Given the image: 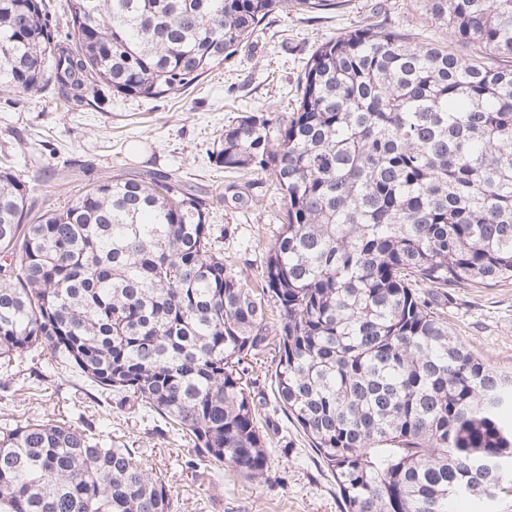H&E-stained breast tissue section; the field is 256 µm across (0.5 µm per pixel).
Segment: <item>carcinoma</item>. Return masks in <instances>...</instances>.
Masks as SVG:
<instances>
[{"label": "carcinoma", "instance_id": "cac0c4a2", "mask_svg": "<svg viewBox=\"0 0 512 512\" xmlns=\"http://www.w3.org/2000/svg\"><path fill=\"white\" fill-rule=\"evenodd\" d=\"M457 49L368 22L312 51L296 107L247 112L214 165L272 179L286 223L261 292L224 264L208 192L116 174L29 218L41 184L0 166V369L41 350L157 414L203 460L266 476L245 369L277 341L275 399L335 481L343 512H448L512 491V377L435 303L512 281V0H412ZM339 0H0V84L185 91L275 10ZM279 309L265 318L264 301ZM0 512H171L132 448L66 422L0 427Z\"/></svg>", "mask_w": 512, "mask_h": 512}]
</instances>
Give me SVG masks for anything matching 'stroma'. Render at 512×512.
Here are the masks:
<instances>
[{
    "instance_id": "1",
    "label": "stroma",
    "mask_w": 512,
    "mask_h": 512,
    "mask_svg": "<svg viewBox=\"0 0 512 512\" xmlns=\"http://www.w3.org/2000/svg\"><path fill=\"white\" fill-rule=\"evenodd\" d=\"M447 45L441 29L417 13L411 0H347L321 14L289 8L271 14L251 47L243 49L196 86L165 98L131 99L103 90L97 104L67 105L54 85L22 94L0 86V150L16 175L45 180V208L70 204L76 182L56 178L64 162L87 165V178L139 170L174 173L206 185L214 202L209 222L228 267L255 284L268 247L285 222L278 194L259 184L247 205L225 202L233 176L211 159L225 127L249 111L288 115L298 74L315 46L367 22ZM448 325L486 366L512 374V284L448 291ZM275 350L247 360L250 389L265 397L264 429L272 438L271 468L249 481L231 467L217 470L195 448L140 406L101 393L48 355L30 352L11 376L0 377V425L53 419L83 426L104 444L135 449L166 483L172 512H342L331 474L305 436L273 399Z\"/></svg>"
}]
</instances>
